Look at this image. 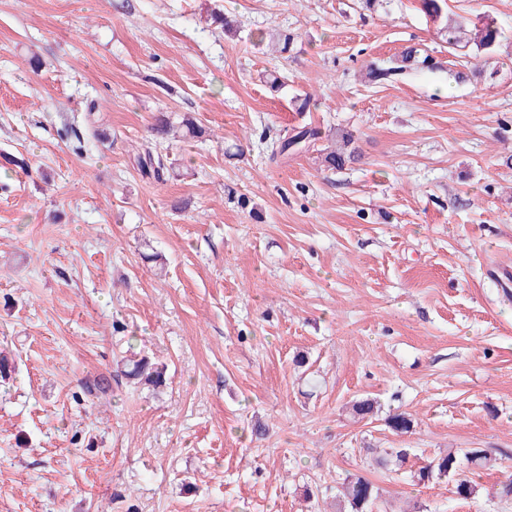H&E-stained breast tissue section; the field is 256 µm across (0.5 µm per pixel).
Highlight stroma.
Instances as JSON below:
<instances>
[{"instance_id": "35a3bbf8", "label": "stroma", "mask_w": 512, "mask_h": 512, "mask_svg": "<svg viewBox=\"0 0 512 512\" xmlns=\"http://www.w3.org/2000/svg\"><path fill=\"white\" fill-rule=\"evenodd\" d=\"M447 5L497 45L452 55L419 0H0V512H336L350 474L375 512H512V0ZM410 46L438 69L364 82ZM161 112L203 136L156 142ZM345 131L361 159L323 167ZM451 448L500 460L474 498L415 478ZM165 366L151 362L146 357L121 359L117 362L116 376L148 387H159L165 383Z\"/></svg>"}]
</instances>
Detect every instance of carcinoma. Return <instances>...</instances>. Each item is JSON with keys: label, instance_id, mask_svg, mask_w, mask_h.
Masks as SVG:
<instances>
[{"label": "carcinoma", "instance_id": "carcinoma-1", "mask_svg": "<svg viewBox=\"0 0 512 512\" xmlns=\"http://www.w3.org/2000/svg\"><path fill=\"white\" fill-rule=\"evenodd\" d=\"M421 6L426 15L437 23V34L448 44L453 51H461L475 46L476 51H485L493 47L501 36L496 19L486 14L481 24L474 26V36L467 33L468 21L461 17H450L442 12L440 0H421ZM437 63L429 55H422L419 49L411 47L406 49L399 57L390 60L388 67H373L368 72V80L380 83L393 76L401 75L407 71L435 69ZM152 135L157 140H168L177 137L178 127L173 125L170 117L160 115L151 127ZM319 131L312 127H301L289 138L283 140L273 150V154L283 155L293 148L311 140L317 139ZM354 135L343 132L340 135V144L324 156V165L329 169H342L347 162L358 156L357 149L353 147ZM141 167L145 172L160 177L165 168L163 158L154 156L149 150L140 158ZM165 366L151 362L145 357L138 359H121L117 362V375L133 381L139 385L159 387L165 383ZM388 426L397 434H407L413 427L412 419L404 413L388 417ZM384 456L379 458L381 466L393 465L402 468L408 461L409 452L406 448H386ZM465 459L472 470H493L497 467V458L484 448H469L458 457V452L448 453L432 459L419 468L416 478L420 483H428L435 478H455V494L462 499H470L477 493L472 482L458 476L460 459ZM340 495L343 503L347 505L348 512H373L379 498L378 488L364 476H350L345 478L341 485Z\"/></svg>", "mask_w": 512, "mask_h": 512}]
</instances>
